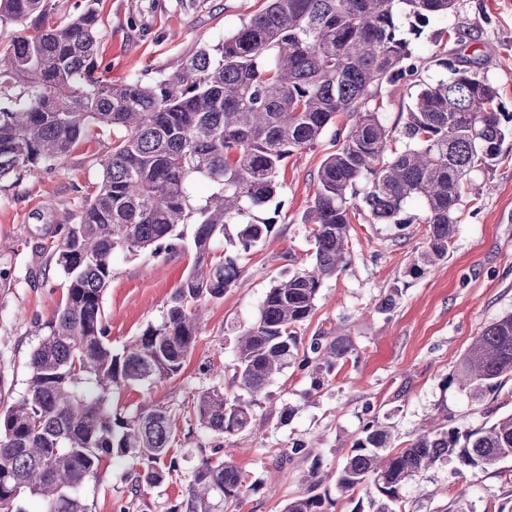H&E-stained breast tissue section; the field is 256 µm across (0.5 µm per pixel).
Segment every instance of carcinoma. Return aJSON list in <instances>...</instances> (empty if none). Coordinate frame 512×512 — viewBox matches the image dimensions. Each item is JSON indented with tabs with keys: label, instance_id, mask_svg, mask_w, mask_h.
<instances>
[{
	"label": "carcinoma",
	"instance_id": "1",
	"mask_svg": "<svg viewBox=\"0 0 512 512\" xmlns=\"http://www.w3.org/2000/svg\"><path fill=\"white\" fill-rule=\"evenodd\" d=\"M268 5L224 42L203 46L179 67L145 84L105 83L98 73L100 20L93 0L55 17L56 0H0V181L38 175L65 159L93 128L120 132L101 160L102 177L78 214L65 217L54 249L67 280L65 297L32 347L27 386L0 410V512H26L25 495L41 512H88L82 490L103 462L131 456L135 493L180 472L168 411L144 402L114 410L127 385L171 379L189 357L201 305L221 299L237 278L238 261L271 232L275 218L255 212L274 201L279 172L294 151L314 146L339 112L357 115L336 150L322 161L311 206L301 218L313 242L312 261L266 292L257 320L239 334L234 381L247 396L221 386L197 393L187 413L217 435L247 429L253 406L298 354L296 328L312 314L323 281L349 262L353 211L379 224H400L406 203L425 207L426 242L409 268L421 276L448 258L468 175L493 167L512 126L502 121L496 88L475 68L486 56L455 53L450 77L419 78L401 18L417 25L453 12L455 0H267ZM410 79L419 90L399 130L405 149L387 155L390 130L369 102ZM210 186L202 203L189 188ZM367 188L358 195L357 183ZM361 197V204L354 203ZM194 226V265L148 325L115 353L107 338L102 297L112 259L161 249ZM238 226L233 247L217 256L214 242ZM313 373H329L353 354L346 336L309 346ZM512 376V314L485 326L455 380L474 401L499 392ZM390 432L367 423L336 470L341 493L373 492V512H398L418 473L452 462L461 475L512 459V413L477 428L442 424L421 430L404 449L388 451ZM214 448L192 469L185 501L169 512H237L247 474ZM312 484L285 512H327Z\"/></svg>",
	"mask_w": 512,
	"mask_h": 512
}]
</instances>
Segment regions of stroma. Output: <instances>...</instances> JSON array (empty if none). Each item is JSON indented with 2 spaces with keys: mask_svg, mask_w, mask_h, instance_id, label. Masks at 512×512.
I'll use <instances>...</instances> for the list:
<instances>
[{
  "mask_svg": "<svg viewBox=\"0 0 512 512\" xmlns=\"http://www.w3.org/2000/svg\"><path fill=\"white\" fill-rule=\"evenodd\" d=\"M266 6V0H98L102 33L97 60L103 80L150 83L173 71L203 46L221 44ZM461 30L470 49L491 57L478 74L497 89L501 112L512 116V0H456L453 13L408 32L423 79L448 78L437 49L455 53L449 32ZM355 115L337 114L332 130L310 148L293 152L280 173L276 223L259 247L240 261L241 276L223 298L203 305L193 350L178 376L116 390L114 404L130 411L150 402L176 419L175 448L188 454L181 473L147 495L132 492L136 467L125 457L102 465L83 489L90 512H168L186 496L193 463L204 450L223 447L247 474L252 488L240 512H284L309 485L312 466L323 478L318 491L328 512H371L364 490L339 493L334 474L363 426L378 420L403 448L422 426L447 421L477 427L512 412V379L501 392L475 403L453 381L473 338L495 319L512 313V137L495 166L472 176L447 259L419 277L409 275L426 234L423 204L409 201L406 227L372 223L368 212L352 220L349 266L326 279L313 314L297 328L299 353L319 336H346L355 351L311 385L310 369L293 364L267 388L250 427L216 435L186 416L183 405L200 389L223 386L234 395L236 339L256 321L273 281L308 264L312 244L301 222L316 189L322 160L336 148L335 130H348ZM112 151V131H93L55 171L0 182V409L25 390L29 351L45 332L66 292L51 253L57 221L92 196L99 165ZM176 250L116 255L102 307L114 351L159 322L170 294L191 271L194 252L185 227ZM391 310H381L387 296ZM308 454L292 455L293 443ZM405 512H499L512 504V460L500 469L458 475L454 464L417 474L405 492Z\"/></svg>",
  "mask_w": 512,
  "mask_h": 512,
  "instance_id": "obj_1",
  "label": "stroma"
}]
</instances>
